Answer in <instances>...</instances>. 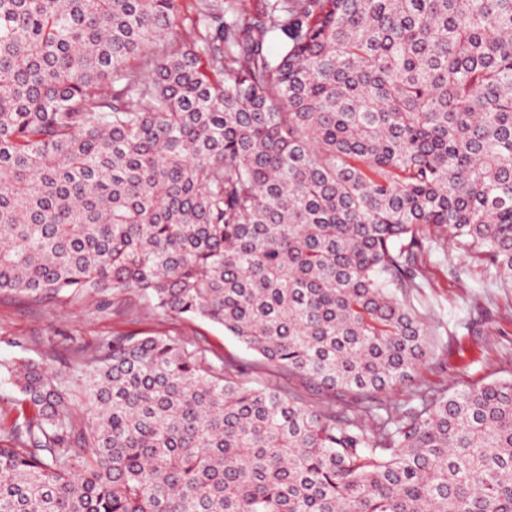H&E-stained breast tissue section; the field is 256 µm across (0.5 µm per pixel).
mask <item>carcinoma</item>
Returning a JSON list of instances; mask_svg holds the SVG:
<instances>
[{
    "label": "carcinoma",
    "instance_id": "cac0c4a2",
    "mask_svg": "<svg viewBox=\"0 0 512 512\" xmlns=\"http://www.w3.org/2000/svg\"><path fill=\"white\" fill-rule=\"evenodd\" d=\"M177 15L0 0V292L136 290L351 403L175 337L0 364V512H512V378L376 397L429 352L426 243L512 284V0Z\"/></svg>",
    "mask_w": 512,
    "mask_h": 512
}]
</instances>
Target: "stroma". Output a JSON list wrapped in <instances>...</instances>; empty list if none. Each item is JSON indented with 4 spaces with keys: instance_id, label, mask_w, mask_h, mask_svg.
Returning <instances> with one entry per match:
<instances>
[{
    "instance_id": "stroma-1",
    "label": "stroma",
    "mask_w": 512,
    "mask_h": 512,
    "mask_svg": "<svg viewBox=\"0 0 512 512\" xmlns=\"http://www.w3.org/2000/svg\"><path fill=\"white\" fill-rule=\"evenodd\" d=\"M205 4H230L253 14L263 11L265 0H179L183 39L194 41L192 21ZM417 265L426 286L411 305L430 329L429 352L410 381L383 391L380 400L405 408L415 404L419 386L454 393L512 377V288L501 287L495 268L454 240L430 243ZM121 334L178 337L248 363L238 377L245 386L288 385L300 389L308 404L344 408L343 398L325 396L316 384L257 365L255 354L223 327L202 318L154 314L137 292L124 295L114 313L102 311L89 296L35 300L0 292V363L44 361L63 374L74 350Z\"/></svg>"
}]
</instances>
